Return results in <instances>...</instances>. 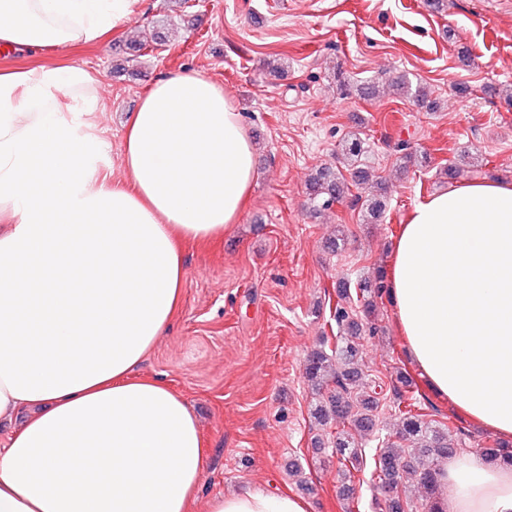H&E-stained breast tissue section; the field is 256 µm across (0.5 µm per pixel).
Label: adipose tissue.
I'll return each instance as SVG.
<instances>
[{"instance_id":"1","label":"adipose tissue","mask_w":512,"mask_h":512,"mask_svg":"<svg viewBox=\"0 0 512 512\" xmlns=\"http://www.w3.org/2000/svg\"><path fill=\"white\" fill-rule=\"evenodd\" d=\"M141 0H0V45L101 42ZM79 65L0 68V512H193L208 444L186 401L141 365L181 306L185 247L223 236L255 150L222 85L157 78L105 170ZM389 289L406 352L436 396L512 437V184L417 202ZM444 512H512V459L460 454ZM206 512H309L290 490L219 493Z\"/></svg>"}]
</instances>
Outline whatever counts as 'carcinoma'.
Returning a JSON list of instances; mask_svg holds the SVG:
<instances>
[{
	"label": "carcinoma",
	"instance_id": "obj_1",
	"mask_svg": "<svg viewBox=\"0 0 512 512\" xmlns=\"http://www.w3.org/2000/svg\"><path fill=\"white\" fill-rule=\"evenodd\" d=\"M399 95L411 97L421 105L433 107L434 101L425 87L412 88L405 80L394 82ZM364 142L356 135L341 144L337 156L339 166L317 168L307 181L310 204L316 212L331 208L349 194L353 185L368 183L373 175L364 160ZM375 193L361 204L364 224L378 223L386 209L382 182H376ZM336 344L327 351H312L306 359L305 378L320 396L313 410L317 422H336L333 444L340 455L338 474L351 479L353 473L372 466L371 481L374 488L384 491L398 489L403 479L419 478L430 494L437 490L436 470L429 463L446 458L466 445L469 432L455 424V415L448 416V425L440 426L425 420L422 406L417 400L416 384L409 373L400 368L391 381L392 396L377 392L381 384L368 379L360 370L364 334L381 331L379 316L383 298L388 295L385 269L361 279L357 286L347 280L336 286ZM398 418L394 431L378 427L383 401ZM485 456L512 457V443L488 439L478 448Z\"/></svg>",
	"mask_w": 512,
	"mask_h": 512
}]
</instances>
